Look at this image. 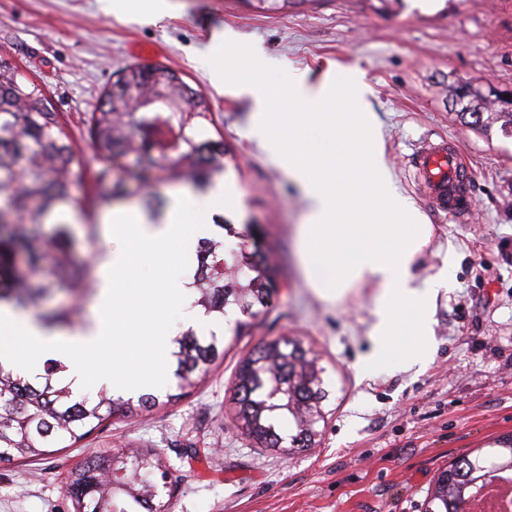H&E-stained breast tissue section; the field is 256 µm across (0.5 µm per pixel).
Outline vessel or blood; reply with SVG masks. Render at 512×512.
Wrapping results in <instances>:
<instances>
[{"instance_id": "vessel-or-blood-1", "label": "vessel or blood", "mask_w": 512, "mask_h": 512, "mask_svg": "<svg viewBox=\"0 0 512 512\" xmlns=\"http://www.w3.org/2000/svg\"><path fill=\"white\" fill-rule=\"evenodd\" d=\"M426 197L437 207L468 220L472 207L473 175L461 153L449 143L424 145L415 159Z\"/></svg>"}]
</instances>
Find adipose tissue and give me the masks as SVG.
<instances>
[{
  "label": "adipose tissue",
  "instance_id": "obj_1",
  "mask_svg": "<svg viewBox=\"0 0 512 512\" xmlns=\"http://www.w3.org/2000/svg\"><path fill=\"white\" fill-rule=\"evenodd\" d=\"M214 67L225 85L254 99L249 137L306 198L296 240L309 286L321 298L335 301L351 288L373 285L376 321L370 362L393 357L420 361V344L431 331V307L438 290L448 285V272L440 270L423 285L412 271L433 229L398 193L384 163L378 118L366 102L369 87L363 73L344 69L313 86L298 71L285 87L273 90L258 60L232 38ZM238 204L234 192L219 182L200 198L174 194L161 224L132 207L113 211L108 233L124 245L98 263L90 318L62 332L43 326L33 315L0 306V327L11 334L0 343V361L34 376L44 361L62 360L67 379L80 392L103 386L121 393L162 388L169 378L174 335L156 327V313L176 309L185 325H201L191 297L195 254L186 241L209 237L212 215ZM146 259L159 260L157 272L145 276V287H125ZM130 336L138 337V344H127ZM107 348L112 351L109 363H96L97 354Z\"/></svg>",
  "mask_w": 512,
  "mask_h": 512
}]
</instances>
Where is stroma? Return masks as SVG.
Wrapping results in <instances>:
<instances>
[{"label": "stroma", "mask_w": 512, "mask_h": 512, "mask_svg": "<svg viewBox=\"0 0 512 512\" xmlns=\"http://www.w3.org/2000/svg\"><path fill=\"white\" fill-rule=\"evenodd\" d=\"M146 22L105 14L99 0H0V56L42 84L77 137L115 74L167 66L207 98L231 153L221 178L240 206L227 216L261 240L282 272L267 311L176 403L114 414L79 447L0 465V512H73L69 472L129 446L160 449L170 512H422L438 471L454 457L512 434V136L464 126L448 108L467 80L512 91V0H295L277 11L246 0H165ZM239 36L262 59L272 88L295 71L318 85L339 67L364 72L386 162L399 192L433 226L418 281L452 262L432 311L424 361L362 370L372 350L373 291L328 304L306 287L295 228L299 188L248 137L253 102L214 81L207 65ZM452 138L473 175L471 220L425 199L413 170L421 141ZM283 336L311 345L324 367L320 444L290 455L257 447L232 419L240 361Z\"/></svg>", "instance_id": "obj_1"}]
</instances>
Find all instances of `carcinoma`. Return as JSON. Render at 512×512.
Here are the masks:
<instances>
[{
	"instance_id": "obj_1",
	"label": "carcinoma",
	"mask_w": 512,
	"mask_h": 512,
	"mask_svg": "<svg viewBox=\"0 0 512 512\" xmlns=\"http://www.w3.org/2000/svg\"><path fill=\"white\" fill-rule=\"evenodd\" d=\"M455 112L465 125L490 131L500 124L512 133V92L495 94L481 105L468 94V84L455 88ZM210 109L203 94L180 74L163 65L124 68L104 95L101 107L88 113L80 131L92 150L78 157L62 115L51 111L43 89L20 75L0 57V305L18 310L38 308L53 280L34 282L30 274L51 264L59 281L76 296L96 287L92 263L70 262L74 238L64 219L71 208L70 186L88 180L85 208L120 201L126 186L112 179L114 168L134 156L144 180L189 182L204 187L224 172L227 150L208 136ZM57 215L52 237L45 241L38 226ZM279 270L268 250L242 242L232 250L224 242L204 240L193 286L195 305L222 317L239 310L244 319L236 333L254 324L278 287ZM46 325L73 324L68 307L41 310ZM178 393L206 374L224 357L216 335L192 330L176 339ZM66 366L47 365L36 382L0 364V464L35 461L54 448L74 447L114 413L129 417L153 410L157 398L120 400L101 390L96 397L77 398L64 382ZM325 369L299 339L280 338L260 346L240 362L234 385L237 427L260 448L286 454L318 443L316 424L324 419ZM497 470L512 471V436L464 455L440 470L428 492L424 512H469L470 492L479 478ZM166 479L164 461L155 449L128 448L123 456L90 457L66 479L74 512H165L159 482Z\"/></svg>"
}]
</instances>
